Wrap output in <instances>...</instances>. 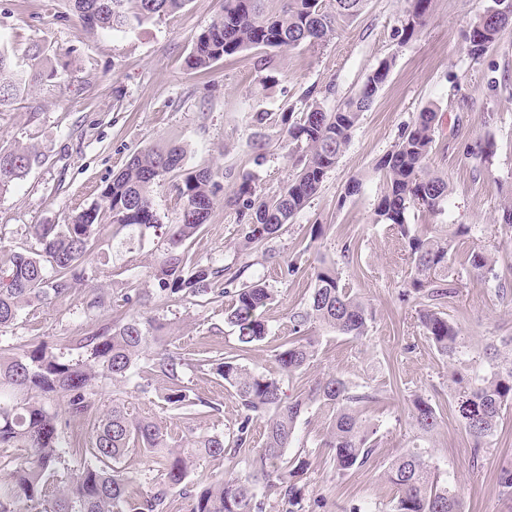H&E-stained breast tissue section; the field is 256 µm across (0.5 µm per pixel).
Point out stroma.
Returning <instances> with one entry per match:
<instances>
[{
    "label": "stroma",
    "instance_id": "obj_1",
    "mask_svg": "<svg viewBox=\"0 0 512 512\" xmlns=\"http://www.w3.org/2000/svg\"><path fill=\"white\" fill-rule=\"evenodd\" d=\"M487 3L430 0L421 34L402 44L395 31L407 0H365L360 14L337 28L325 45L304 44L278 53L266 73L256 71L258 52L251 49L226 56L199 74L188 65L193 41L222 13L224 0H188L176 13L114 34L68 17L67 0H0V34L9 37L17 58L25 59L38 46L50 66L68 74L65 84L43 81L26 100L0 110V146L34 145L42 155L39 165L0 195L4 263L13 253L36 248L30 225L69 223L99 200L113 173L134 152L148 145L179 143L187 151L186 167L212 168L223 190L251 173L263 193L278 192L294 173L281 134L284 104L295 102L303 89L331 80L337 97L347 96L380 62L392 63L336 167L278 238L236 251L240 226L220 200L209 223L185 244L189 255L245 268L247 276H261L277 291L265 313L271 334L264 343L241 350L224 321L230 297L210 292L174 300L160 294L152 268L167 247L166 225L177 223L182 209L168 182L153 192L158 228L132 246L114 245L109 262L93 261L87 278L65 299L26 308L16 325L0 334V342L55 345L78 329L96 330L143 313L164 319L172 351L188 357L237 353L242 364L274 375L273 350L288 335L291 315L306 307L315 273L327 259L336 262L342 284L371 310L368 333L354 340L309 326L308 335L318 339L315 360L286 379L283 389L295 397L327 373L357 388L376 389L378 400L366 415L378 426L379 449L365 466L337 477L327 449L320 446L330 414L312 405L301 415L286 452L290 459L304 450L310 453L300 479L306 496L324 499L322 512H347L354 504L388 512L398 491L386 472L391 459L416 437L409 413L412 398L420 395L430 400L440 420L423 445L438 470L454 476L466 512H512V494L498 479L501 470L512 469V407L503 410L486 453L474 455L448 385V361L424 336L413 304L400 296L410 273L407 244L394 226L374 221L382 188L376 163L418 112L434 106L429 165L447 174L451 193L443 213L412 209L408 221L419 231L431 224L472 226V236L456 242L452 269L462 287L450 318L474 352L492 337L512 335V236L496 224L501 205L512 198V27L478 60L469 55L465 40ZM252 112L269 113L270 119L255 128L248 118ZM258 131L267 141L260 155L251 147ZM485 140L495 145L488 163L467 153ZM356 179L359 192L348 194ZM315 224L326 227L318 239L311 236ZM480 243L496 249L497 279L476 280L466 270L467 253ZM297 257L302 260L298 273L288 274V263ZM127 288L136 289L138 302L122 301ZM101 294L112 298L108 311H87V303ZM184 379L193 394L214 404V411L176 415L162 409L155 393L128 386L117 392L104 387L97 410L105 412L113 397H120L133 413L160 418L177 442L222 433L235 424L240 409L223 380L193 369L185 371Z\"/></svg>",
    "mask_w": 512,
    "mask_h": 512
}]
</instances>
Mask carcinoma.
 <instances>
[{
  "label": "carcinoma",
  "mask_w": 512,
  "mask_h": 512,
  "mask_svg": "<svg viewBox=\"0 0 512 512\" xmlns=\"http://www.w3.org/2000/svg\"><path fill=\"white\" fill-rule=\"evenodd\" d=\"M73 16L102 32H124L153 23L185 7L188 0H69ZM365 0H282L279 11L268 14L264 0H224V11L193 42L191 69L208 71L213 64L244 49L264 55L257 70L271 65L269 51H286L302 44L323 45L338 25L356 17ZM395 34L409 42L424 26L430 0H408ZM489 5L466 35L468 54L481 58L500 33L512 26V11ZM391 62H381L353 94L336 98V84L310 86L282 113L288 155L296 173L278 192L262 193L253 174L241 181L225 201L241 226L238 250L246 251L277 236L317 193L333 169L362 113L368 111L386 82ZM56 77L47 59L35 52L20 63L9 42L0 36V106L30 95L43 79ZM436 112L426 108L400 134L398 142L377 164L383 190L375 206V220L392 224L407 240L410 276L403 300L414 303L426 338L448 358V381L457 386V405L474 455L488 447L503 409L512 403V336L491 340L483 348L486 367L470 370L461 356L467 346L459 327L445 308L456 303L460 283L450 274L457 239L472 233L467 224L438 225L420 234L408 224L407 212L416 207L436 214L450 194L448 178L428 166L435 145ZM38 149L0 147V195L8 192L40 163ZM186 151L179 145L148 146L135 152L125 167L103 188L100 201L72 217L68 224H34L30 233L34 251L18 252L10 265L0 268V332L14 326L23 310L49 304L84 281L94 245L105 243L100 214H108L111 238L140 239L156 227L153 188L171 176L184 200L176 224L168 225V249L157 261L153 275L159 290L170 298L196 295L220 283L218 295L232 297L226 323L241 348L258 344L270 335L264 317L275 300L262 280L243 279L245 269L231 270L210 261L194 260L185 251L209 220L220 184L209 168H185ZM469 271L480 279L498 278L495 252L485 245L472 249ZM368 307L341 285L335 264L322 263L315 276L309 303L291 316L290 336L275 347L281 377L253 370L232 357L187 359L168 349L165 324L153 316H133L103 331L69 338V343L90 353V361H74L41 341L19 348L0 347V512H168L171 490L187 486L197 461L223 458L227 475L196 483L190 512H265L256 487L279 492L283 512H306L300 477L309 460H285L295 440L300 416L315 403L328 407L330 423L321 448L332 451L336 476L344 477L367 464L378 449V426L362 415V408L377 399L368 387L360 390L328 373L292 400L284 398L282 378L308 368L317 340L304 335L316 324L339 335L359 340L367 335ZM195 368L224 380L242 410L236 427L224 434L199 435L183 444L169 440L165 426L152 417L134 415L125 404L94 418L95 397L105 381L152 389L167 408L180 415L213 411L218 407L194 397L185 385L184 371ZM64 404L63 413L50 403ZM415 429L432 434L439 426L429 400L418 396L410 412ZM262 419L263 442L251 447V425ZM88 422L81 432L73 421ZM24 448L25 460L8 453ZM136 450L148 453L161 482L154 491L142 490L141 475L122 466ZM80 459V466L64 475L65 456ZM398 496L391 512H464L453 480L441 477L431 458L418 448L402 451L387 470Z\"/></svg>",
  "instance_id": "1"
}]
</instances>
